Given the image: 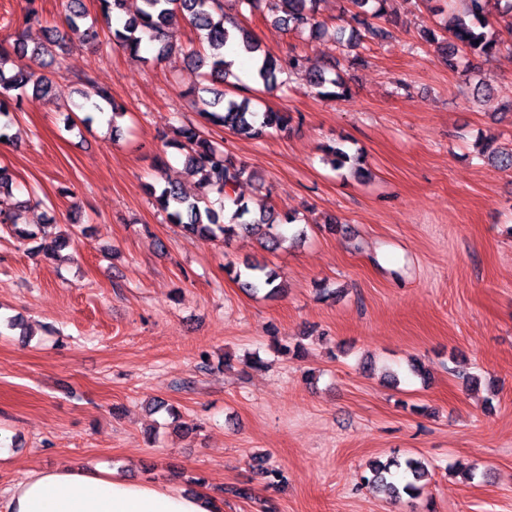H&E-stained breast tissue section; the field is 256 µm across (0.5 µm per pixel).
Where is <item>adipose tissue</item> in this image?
<instances>
[{
    "label": "adipose tissue",
    "instance_id": "ef3b65f1",
    "mask_svg": "<svg viewBox=\"0 0 512 512\" xmlns=\"http://www.w3.org/2000/svg\"><path fill=\"white\" fill-rule=\"evenodd\" d=\"M202 492L130 481L103 469L81 472L53 468L31 473L15 484L0 512H223Z\"/></svg>",
    "mask_w": 512,
    "mask_h": 512
}]
</instances>
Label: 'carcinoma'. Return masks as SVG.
I'll return each mask as SVG.
<instances>
[{"label": "carcinoma", "mask_w": 512, "mask_h": 512, "mask_svg": "<svg viewBox=\"0 0 512 512\" xmlns=\"http://www.w3.org/2000/svg\"><path fill=\"white\" fill-rule=\"evenodd\" d=\"M236 11H257L263 3L269 4L274 23L296 33L306 30L317 35L325 32L324 24L318 19L320 0H233ZM464 17H455L452 24L439 28H424L421 39L441 51L443 63L450 71H456L464 58L491 59L502 52L512 53V0H497L499 18L491 20L487 11L488 0H466ZM352 7L351 19L355 23L351 41L360 47L365 43L385 42L393 38L392 32L379 24L385 16L387 0H349ZM184 20L207 45L204 51L193 50L187 54L189 62L197 68H209L213 81L231 84L233 73L230 63L224 60V47L228 40L235 41L246 55L261 54L262 63L257 76L264 88L271 90L284 85L278 75L306 69L311 72V83L317 94L328 98L345 96L346 84L341 76L328 75L325 68L310 65L308 56L292 52L285 59H275L262 52L259 42L240 25L237 18L224 10V0H141L137 13L124 19L121 27L109 29L112 44L138 58L142 46V35L159 43L158 55L163 56L177 47L169 22L176 16ZM65 25L72 33L79 34L81 41L93 46L103 44L101 30L95 21L88 20L82 0H68ZM44 40L30 44L21 35L13 42L0 44V117L9 116L8 104L20 107L27 91L35 94L46 93L55 88L64 92L63 85L52 86L44 77L30 70L24 63L26 56L43 54L52 56L56 50L65 48L66 33L57 29L44 28ZM202 91L212 94L209 99L194 101L196 112L211 125L224 127L233 133L249 139H259L288 127L291 116L286 112H265L257 117L250 109L247 97L237 100L224 91L204 87ZM179 138L167 142L170 148L185 151L186 167L201 174L198 180L199 193L191 197L179 184L165 181L156 189L150 188L157 208L166 214L170 224H178L185 231L206 240L223 238L230 241L235 237L256 235L264 240V247L276 249L281 238L275 233L277 217L269 206H262L254 215L247 201L237 195V189L244 177L251 175L248 167L233 158L218 142L210 139L204 129L193 124L178 128ZM483 150L489 158L502 166L512 167V151L504 152L488 140ZM217 195L219 207H214L211 195ZM14 233L21 240L36 239L37 254L50 258L64 240L44 226L37 232L15 227ZM243 288L253 292H265L272 296L280 290L276 284L277 275L267 266L258 263L245 264V270L229 268ZM427 476L423 463L413 457L404 461L391 460L387 463L376 461L369 465L368 472L360 476L361 484L384 493L394 499L402 495L418 497L423 486L419 485Z\"/></svg>", "instance_id": "1"}]
</instances>
